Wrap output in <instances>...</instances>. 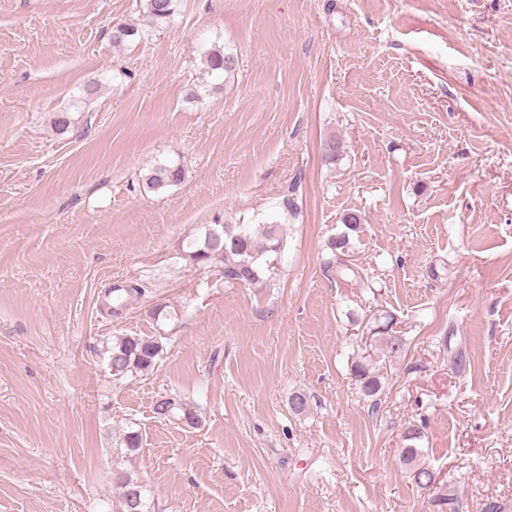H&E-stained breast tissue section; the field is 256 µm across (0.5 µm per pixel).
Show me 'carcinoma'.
I'll list each match as a JSON object with an SVG mask.
<instances>
[{"label":"carcinoma","mask_w":512,"mask_h":512,"mask_svg":"<svg viewBox=\"0 0 512 512\" xmlns=\"http://www.w3.org/2000/svg\"><path fill=\"white\" fill-rule=\"evenodd\" d=\"M174 14V0H146L145 23L142 27L120 23L113 27V41L122 43L128 39H144L148 28L167 22ZM204 65L209 73H230L235 70V57L219 50H212L204 56ZM185 169L180 165H158L143 179L142 186L158 192L179 185L185 180ZM343 224L347 232L333 238L330 249L334 259L353 273L358 269L348 264L344 257L350 251L349 233H357L361 227V216L355 212L344 215ZM286 246V237L282 225L267 224L262 236L249 224H213L207 227L204 238L194 237L189 241V257L197 264L218 262L222 265L224 281L230 284L257 285L264 276L274 274V263L262 260L267 253L280 254ZM389 326H382L384 333L383 350L391 357L400 355L406 346L401 336L388 334ZM162 348L153 340L141 336H126L112 347L110 367L116 375L131 369L148 371L157 364ZM354 378L364 397L372 399L381 391L382 383L367 365L358 362L354 365ZM182 412V418L189 424L194 423L196 415L185 410L183 403L172 397L156 401L155 414L160 418L171 416L174 411ZM424 438L423 426L410 425L404 431V444L400 449L399 460L406 466L414 483L428 488L436 482V474L423 461L422 448L417 442ZM123 490L131 494L130 501H122L123 512H144L143 486L127 474L119 476Z\"/></svg>","instance_id":"cac0c4a2"}]
</instances>
